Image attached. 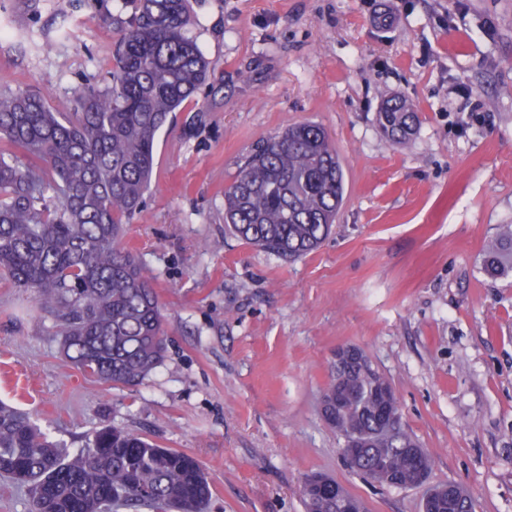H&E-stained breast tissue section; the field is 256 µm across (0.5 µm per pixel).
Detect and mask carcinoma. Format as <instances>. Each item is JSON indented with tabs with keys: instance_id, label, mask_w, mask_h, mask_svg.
I'll use <instances>...</instances> for the list:
<instances>
[{
	"instance_id": "cac0c4a2",
	"label": "carcinoma",
	"mask_w": 512,
	"mask_h": 512,
	"mask_svg": "<svg viewBox=\"0 0 512 512\" xmlns=\"http://www.w3.org/2000/svg\"><path fill=\"white\" fill-rule=\"evenodd\" d=\"M134 13L101 86L74 89L72 109L47 97L0 92V275L34 290L53 319L63 356L95 380L136 386L164 361L157 294L139 259L121 246L140 213L156 137L198 94L208 61L188 36L189 0H129ZM401 142L417 124L405 101L377 114ZM344 173L319 125L292 126L254 146L224 190V224L243 243L284 260L317 250L343 201ZM484 271L512 269V230L485 253ZM389 382L370 363L332 366L322 398L342 387L331 427L367 452L384 451L402 485L404 449L416 446L397 416L376 415ZM0 476L29 489L32 512H205L210 485L191 455L111 426L72 452L23 410L0 402ZM307 512L336 502L304 497Z\"/></svg>"
}]
</instances>
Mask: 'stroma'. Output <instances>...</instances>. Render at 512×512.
I'll return each instance as SVG.
<instances>
[{
  "instance_id": "1",
  "label": "stroma",
  "mask_w": 512,
  "mask_h": 512,
  "mask_svg": "<svg viewBox=\"0 0 512 512\" xmlns=\"http://www.w3.org/2000/svg\"><path fill=\"white\" fill-rule=\"evenodd\" d=\"M208 79L161 129L123 247L158 295L163 364L134 387L83 375L32 292L0 279V400L70 450L115 426L203 465L208 512H306L322 473L367 512H421L423 491L352 469L324 422L338 347L391 383L431 461L475 512H512V271L481 258L512 226V0H189ZM124 0H0V90L58 111L99 86ZM411 103L402 143L376 115ZM315 122L345 192L321 247L283 261L224 224V191L258 141Z\"/></svg>"
}]
</instances>
